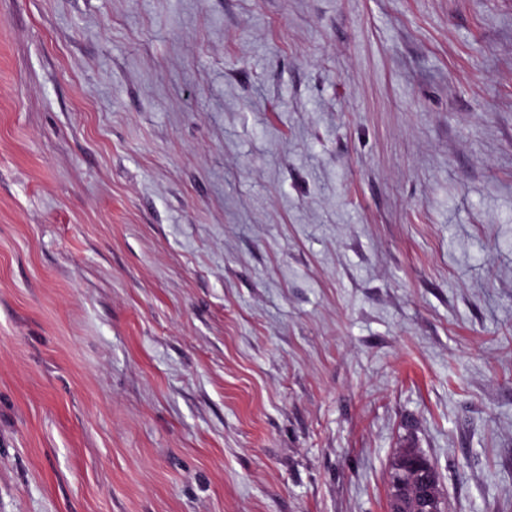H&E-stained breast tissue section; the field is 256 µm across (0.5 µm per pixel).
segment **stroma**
<instances>
[{
  "instance_id": "1",
  "label": "stroma",
  "mask_w": 512,
  "mask_h": 512,
  "mask_svg": "<svg viewBox=\"0 0 512 512\" xmlns=\"http://www.w3.org/2000/svg\"><path fill=\"white\" fill-rule=\"evenodd\" d=\"M512 512V0H0V512ZM405 471H399L398 473L390 474L388 478V486L390 488V482L396 484H402L406 479L408 473L412 477L414 482V489L419 502L426 505L431 510L426 512H437L436 508L438 504V495L436 490V481L432 470L422 462L419 457L412 456L407 459Z\"/></svg>"
}]
</instances>
